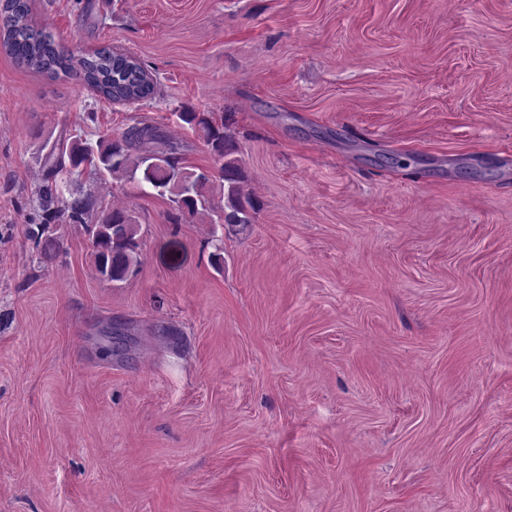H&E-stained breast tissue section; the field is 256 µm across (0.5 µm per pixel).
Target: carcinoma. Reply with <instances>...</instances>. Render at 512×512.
<instances>
[{"label":"carcinoma","instance_id":"carcinoma-1","mask_svg":"<svg viewBox=\"0 0 512 512\" xmlns=\"http://www.w3.org/2000/svg\"><path fill=\"white\" fill-rule=\"evenodd\" d=\"M0 47L16 61L51 79L78 76L99 96L114 103H136L156 94L155 76L134 55L103 47L77 57L38 28L32 19L31 0H3ZM181 119L194 126L219 164L217 173L195 171L184 165L187 146L171 138L158 124L137 120L119 137L101 135L95 144L80 139L51 145L45 155L46 173L36 191L37 207L44 221L32 224L27 236L45 259L60 248L58 224L70 222L88 235L97 273L108 281L123 280L137 264L134 255L139 225L123 209L103 210L89 220L96 206V185L69 186L80 168H90L98 178L125 177L147 184L166 196L178 222L202 216L211 224L252 223L255 203L242 191L244 172L234 157L237 145L227 133L224 117L182 112ZM220 182L224 204L214 203V181Z\"/></svg>","mask_w":512,"mask_h":512}]
</instances>
